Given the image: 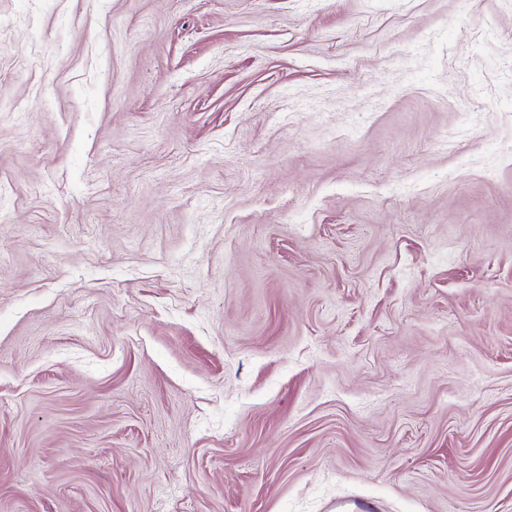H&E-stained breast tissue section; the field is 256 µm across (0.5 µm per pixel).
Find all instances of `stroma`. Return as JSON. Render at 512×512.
<instances>
[{"label":"stroma","instance_id":"35a3bbf8","mask_svg":"<svg viewBox=\"0 0 512 512\" xmlns=\"http://www.w3.org/2000/svg\"><path fill=\"white\" fill-rule=\"evenodd\" d=\"M512 512V0H0V512Z\"/></svg>","mask_w":512,"mask_h":512}]
</instances>
